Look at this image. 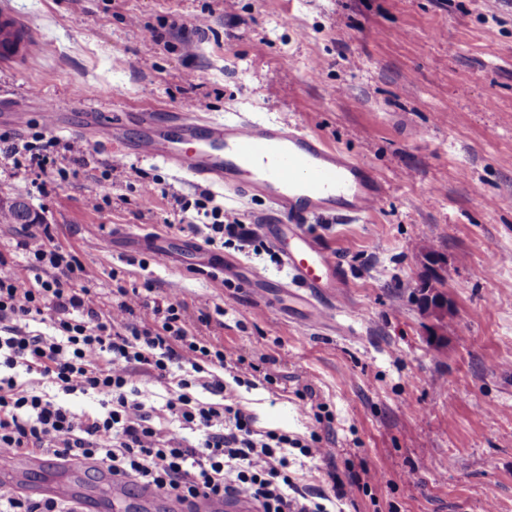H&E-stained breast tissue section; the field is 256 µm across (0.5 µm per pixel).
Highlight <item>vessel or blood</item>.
Listing matches in <instances>:
<instances>
[{"label": "vessel or blood", "mask_w": 512, "mask_h": 512, "mask_svg": "<svg viewBox=\"0 0 512 512\" xmlns=\"http://www.w3.org/2000/svg\"><path fill=\"white\" fill-rule=\"evenodd\" d=\"M0 44L5 57L23 56L34 43L10 12H0ZM134 135H127V128ZM114 158L156 159L176 174L249 197H263L273 213L260 232L279 251L296 287L309 295L336 285L333 259L308 235L309 217L333 213L359 218L376 209L384 185L367 166L349 159L321 138L281 121L200 116L194 104L162 117L152 112L128 116L113 126ZM0 472L25 485L20 456L0 454Z\"/></svg>", "instance_id": "obj_1"}]
</instances>
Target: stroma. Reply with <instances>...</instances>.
Masks as SVG:
<instances>
[{"instance_id": "obj_1", "label": "stroma", "mask_w": 512, "mask_h": 512, "mask_svg": "<svg viewBox=\"0 0 512 512\" xmlns=\"http://www.w3.org/2000/svg\"><path fill=\"white\" fill-rule=\"evenodd\" d=\"M48 52L0 59V135L34 141L41 102L74 124L83 109L109 117L165 114L285 120L368 166L380 207L357 220L307 226L337 264L333 321L316 324L255 231L265 203L135 160L141 181L110 172L106 130L58 133L62 151L41 172L0 154V207L26 201L54 245L83 264L81 286L110 310L117 287L176 286L200 334L225 349L270 357L274 384L233 394L261 430L319 435L331 459L289 458L302 483L344 482V512H512V0H0ZM209 27L183 39L181 20ZM196 81H187V73ZM39 97H32V90ZM209 193L252 229L225 258L266 273L256 292L194 265L136 248L140 235L203 242L175 198ZM97 198L99 209L87 205ZM124 240L99 245L102 226ZM445 270L448 312L435 319L415 294ZM223 315H216V308ZM311 389L333 422L303 411Z\"/></svg>"}]
</instances>
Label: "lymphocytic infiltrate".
Listing matches in <instances>:
<instances>
[{"label":"lymphocytic infiltrate","mask_w":512,"mask_h":512,"mask_svg":"<svg viewBox=\"0 0 512 512\" xmlns=\"http://www.w3.org/2000/svg\"><path fill=\"white\" fill-rule=\"evenodd\" d=\"M41 227L25 225L18 243L31 283L0 273V452L89 459L112 475L192 506L197 500L250 497L257 512H330L321 493L288 474V452L330 458L315 440L256 429L226 396L223 371L245 364L193 331L176 300L150 305L139 289L120 288L110 312L90 289L75 255L52 248ZM50 312L54 335L28 331ZM168 384L167 428H158L134 376ZM50 382L99 397V413L78 415L47 398ZM202 388L215 403L197 399ZM197 440H190V433Z\"/></svg>","instance_id":"f902f5d3"}]
</instances>
